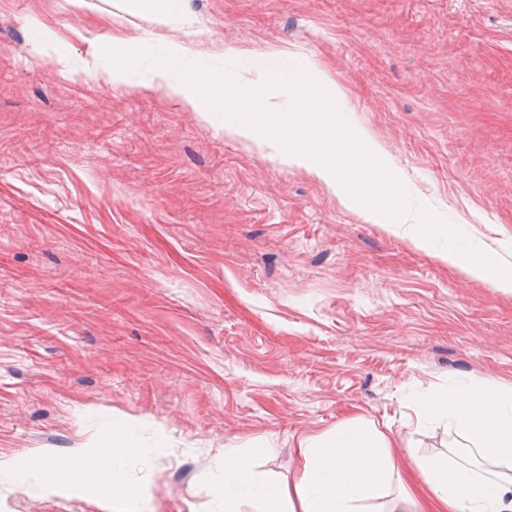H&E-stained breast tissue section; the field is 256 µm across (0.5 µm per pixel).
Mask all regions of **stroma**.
Masks as SVG:
<instances>
[{
  "label": "stroma",
  "mask_w": 512,
  "mask_h": 512,
  "mask_svg": "<svg viewBox=\"0 0 512 512\" xmlns=\"http://www.w3.org/2000/svg\"><path fill=\"white\" fill-rule=\"evenodd\" d=\"M114 0H0V512H99L32 492L33 454L109 446L140 424L128 478L156 512H207L223 453L266 441L296 484L300 440L344 421L400 440L404 483L365 512L425 496L416 461L464 441L417 425L448 383L512 386V293L347 208L258 138L189 111L153 70L81 74L89 40L186 45L248 79L314 67L382 146L408 196L479 249L512 255V0H179L168 21ZM58 37L38 40L32 21Z\"/></svg>",
  "instance_id": "obj_1"
}]
</instances>
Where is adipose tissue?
Instances as JSON below:
<instances>
[{"mask_svg":"<svg viewBox=\"0 0 512 512\" xmlns=\"http://www.w3.org/2000/svg\"><path fill=\"white\" fill-rule=\"evenodd\" d=\"M415 414L420 423L447 421L468 441L478 464L452 462L444 455L420 459L416 470L429 497L421 503L402 499L392 512H512V387H452L416 399ZM394 445L371 424L345 421L328 438L299 442L296 453L304 474L291 487L259 471L267 453L262 443L244 452L225 449L219 494L209 512H241L246 503L258 505L259 512H358L359 503L386 497L396 478L386 454ZM131 454L148 462L155 450L141 445L138 424L125 422L113 427L111 447L94 456L81 448L66 459L43 453L36 488L44 494L70 488L89 464L112 487L100 496L102 512H138L149 498L127 481L125 460Z\"/></svg>","mask_w":512,"mask_h":512,"instance_id":"1","label":"adipose tissue"}]
</instances>
